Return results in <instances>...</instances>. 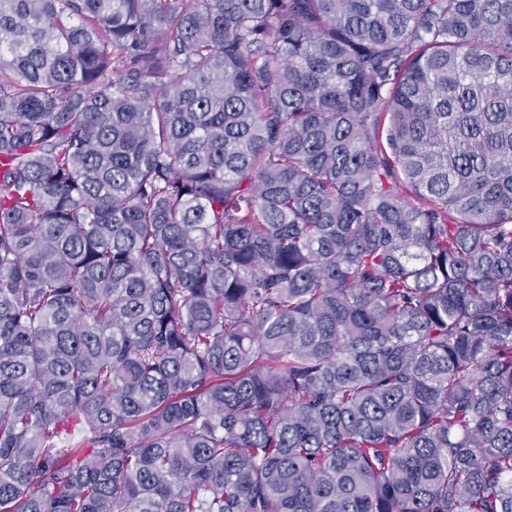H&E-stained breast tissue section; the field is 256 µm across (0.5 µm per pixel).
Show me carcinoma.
<instances>
[{
	"label": "carcinoma",
	"instance_id": "obj_1",
	"mask_svg": "<svg viewBox=\"0 0 512 512\" xmlns=\"http://www.w3.org/2000/svg\"><path fill=\"white\" fill-rule=\"evenodd\" d=\"M0 512H512V0H0Z\"/></svg>",
	"mask_w": 512,
	"mask_h": 512
}]
</instances>
